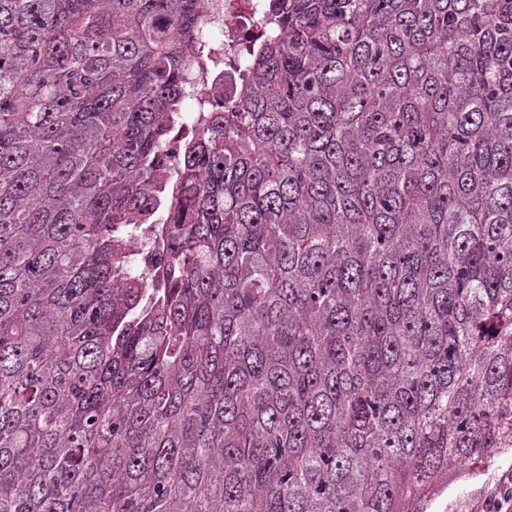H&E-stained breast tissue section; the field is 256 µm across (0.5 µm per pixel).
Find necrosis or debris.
<instances>
[{"mask_svg": "<svg viewBox=\"0 0 512 512\" xmlns=\"http://www.w3.org/2000/svg\"><path fill=\"white\" fill-rule=\"evenodd\" d=\"M199 24L201 39L189 49L191 55L212 50L209 64L187 76V93L194 110L182 121L180 138L172 139L169 150H177L181 137L192 134L200 113L219 111L226 93L235 91L242 74L241 56L252 49L264 33L267 0H205ZM125 245L140 275L155 272L164 241L152 231L131 230Z\"/></svg>", "mask_w": 512, "mask_h": 512, "instance_id": "4bbe7bcc", "label": "necrosis or debris"}]
</instances>
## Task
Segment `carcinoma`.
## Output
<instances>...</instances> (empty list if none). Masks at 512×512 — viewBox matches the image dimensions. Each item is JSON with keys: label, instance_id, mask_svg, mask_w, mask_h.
Instances as JSON below:
<instances>
[{"label": "carcinoma", "instance_id": "obj_1", "mask_svg": "<svg viewBox=\"0 0 512 512\" xmlns=\"http://www.w3.org/2000/svg\"><path fill=\"white\" fill-rule=\"evenodd\" d=\"M270 8L172 153L202 0H0V512H428L512 452V0ZM156 228L152 231H143L133 229L129 232L125 245L134 261V270L138 275L155 274V263L159 257L158 251L164 247V240L156 233Z\"/></svg>", "mask_w": 512, "mask_h": 512}]
</instances>
